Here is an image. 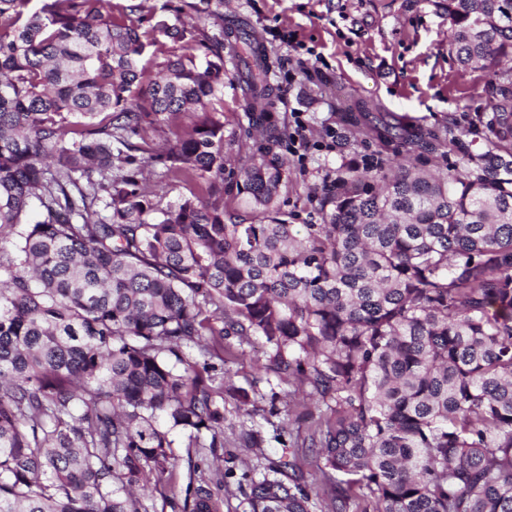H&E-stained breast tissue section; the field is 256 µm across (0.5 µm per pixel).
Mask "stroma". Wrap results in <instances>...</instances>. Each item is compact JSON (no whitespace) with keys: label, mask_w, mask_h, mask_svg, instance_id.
<instances>
[{"label":"stroma","mask_w":512,"mask_h":512,"mask_svg":"<svg viewBox=\"0 0 512 512\" xmlns=\"http://www.w3.org/2000/svg\"><path fill=\"white\" fill-rule=\"evenodd\" d=\"M222 12L225 27L248 31L271 64L270 110L286 128L279 152L288 181L280 203L289 223H321V199L347 164L365 172L425 161L444 172L462 153L486 150L482 133L512 62L494 75L461 70L448 51V18L432 0H224ZM237 64L234 51L225 50L224 135L255 146L261 135L249 128ZM352 106L364 109L361 121H349ZM298 114L305 121L300 135ZM383 121L439 132L444 142L433 150L383 144L373 130ZM232 349L233 358L219 348L210 358L215 377L230 373L249 393L244 405L224 399V449L237 466L260 470L280 455L277 437L295 428L302 399L269 371L259 340L236 342ZM244 425L261 431L262 449L240 441ZM173 454L169 474L143 500L146 512H182L190 483L215 473L210 449L177 445Z\"/></svg>","instance_id":"1"}]
</instances>
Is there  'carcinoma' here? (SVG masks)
Returning <instances> with one entry per match:
<instances>
[{"instance_id": "cac0c4a2", "label": "carcinoma", "mask_w": 512, "mask_h": 512, "mask_svg": "<svg viewBox=\"0 0 512 512\" xmlns=\"http://www.w3.org/2000/svg\"><path fill=\"white\" fill-rule=\"evenodd\" d=\"M0 0V512H141L172 431L224 447V389L207 358L261 339L270 369L316 406L299 413L329 512H512V95L490 150L443 173L349 167L324 223L295 232L269 115L270 66L223 0ZM459 66L512 57V0H439ZM259 158L224 207V38ZM163 75L140 66L149 49ZM195 120L171 141L173 118ZM80 118L71 128V118ZM423 147L437 136L387 133ZM198 182L163 203L146 185ZM19 224V240L3 242ZM324 403L321 409L318 403ZM210 434L209 443L201 441ZM236 473L244 512H312L297 444ZM200 480L183 512H218Z\"/></svg>"}]
</instances>
